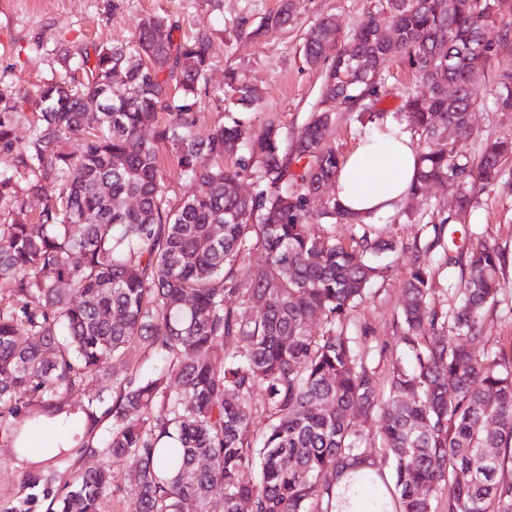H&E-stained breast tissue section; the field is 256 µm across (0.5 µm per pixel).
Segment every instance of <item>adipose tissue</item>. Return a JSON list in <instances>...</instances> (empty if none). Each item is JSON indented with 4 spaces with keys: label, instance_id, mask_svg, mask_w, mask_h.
Wrapping results in <instances>:
<instances>
[{
    "label": "adipose tissue",
    "instance_id": "adipose-tissue-1",
    "mask_svg": "<svg viewBox=\"0 0 512 512\" xmlns=\"http://www.w3.org/2000/svg\"><path fill=\"white\" fill-rule=\"evenodd\" d=\"M419 164L416 147L393 125L373 127L341 166L336 199L364 217L392 210L406 198Z\"/></svg>",
    "mask_w": 512,
    "mask_h": 512
}]
</instances>
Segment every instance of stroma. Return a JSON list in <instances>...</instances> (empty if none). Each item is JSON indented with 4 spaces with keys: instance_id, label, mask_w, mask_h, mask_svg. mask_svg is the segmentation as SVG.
I'll return each instance as SVG.
<instances>
[{
    "instance_id": "obj_1",
    "label": "stroma",
    "mask_w": 512,
    "mask_h": 512,
    "mask_svg": "<svg viewBox=\"0 0 512 512\" xmlns=\"http://www.w3.org/2000/svg\"><path fill=\"white\" fill-rule=\"evenodd\" d=\"M280 0H0V89L32 93L59 75L66 53L81 47L128 41L140 18L162 15L175 23L174 37L200 28L213 34L211 74L221 82L224 71L235 68L256 84L263 109L253 123L276 117L285 136H294L320 100L324 72L309 67L299 45L308 28L322 19H334L341 34H350L368 13L388 19L387 0H294L286 26L263 36L254 29L263 17L276 12ZM477 105L471 114L474 135L456 139L454 147L477 162L484 140L512 138V112L501 111L496 65L477 70L472 79ZM428 88L411 69L406 57L392 55L382 65L376 111L402 133L413 126L401 107L407 95L423 96ZM448 216L443 247L429 255L435 277L432 302L447 309L453 298L450 285L460 278L461 265H447L446 256L466 255L471 245L485 241L503 251L507 262L500 273L501 291L484 311L483 340L474 345L478 357L505 354L512 361V156L502 164L500 177L484 187L470 212H458L451 191L434 187L426 196L409 198L390 212L371 216L374 233L395 240L399 249L383 253L390 272L377 282L354 309L350 331L358 336L379 375L393 361L405 359L398 319L402 284L414 259V249L433 238V212Z\"/></svg>"
}]
</instances>
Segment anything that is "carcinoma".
Segmentation results:
<instances>
[{"instance_id":"cac0c4a2","label":"carcinoma","mask_w":512,"mask_h":512,"mask_svg":"<svg viewBox=\"0 0 512 512\" xmlns=\"http://www.w3.org/2000/svg\"><path fill=\"white\" fill-rule=\"evenodd\" d=\"M499 2L388 0L389 37L371 12L343 40L330 18L304 37L306 62L327 63L322 104L351 109L378 96L391 54L428 85L429 97L403 105L428 140L412 196L449 187L466 210L512 153V142L487 141L474 165L442 140L450 127L473 135L470 74L512 42V14ZM292 9L282 0L254 33L284 26ZM210 46L209 30L176 42L173 25L150 15L125 44L84 47L76 70L85 80L66 70L13 102L0 93V153L27 174L20 191L0 170L13 215L0 224V435L22 460L35 454L29 438L47 432L50 461L108 457L64 480L28 469L30 493L6 512H105L110 497L128 498L130 512H336L348 471L349 512H512V370L468 347L500 290L503 253L470 249L446 312L431 306L433 271L416 255L400 300L412 364L379 377L348 324L387 276L371 256L397 244L365 230L342 243L330 232L365 223L329 195L341 167L328 144L336 113L318 108L285 144L275 118L253 126L262 97L229 68L217 91L226 121L198 135ZM498 78L500 106L512 110V66ZM24 103L34 117L21 142L12 126ZM164 148L195 185L175 208ZM49 185L54 194L29 221L28 201ZM322 196L315 215L310 201ZM317 216L327 223L313 225ZM255 250L261 265L248 261ZM136 353L155 363L149 375ZM100 368L112 370L108 401L91 387ZM357 416L379 418L393 465V486L365 503L359 490L379 474L365 471ZM128 462L126 488L115 470Z\"/></svg>"}]
</instances>
